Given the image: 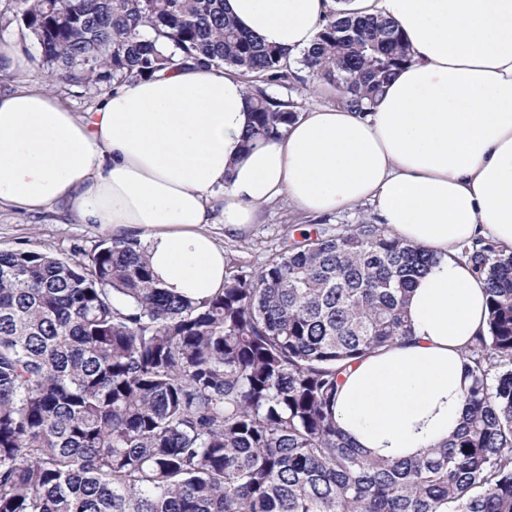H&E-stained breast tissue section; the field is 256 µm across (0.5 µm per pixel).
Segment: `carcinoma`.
Returning a JSON list of instances; mask_svg holds the SVG:
<instances>
[{
  "label": "carcinoma",
  "instance_id": "carcinoma-1",
  "mask_svg": "<svg viewBox=\"0 0 512 512\" xmlns=\"http://www.w3.org/2000/svg\"><path fill=\"white\" fill-rule=\"evenodd\" d=\"M47 77L118 86L186 65L250 79L246 145L298 116L267 87L288 51L224 0H0ZM410 61L396 25L335 11L302 63L357 112ZM489 317L463 355V427L421 458L371 460L334 407L355 360L413 336L428 253L382 224L323 228L186 299L138 239L0 252V512H512V254L462 251Z\"/></svg>",
  "mask_w": 512,
  "mask_h": 512
}]
</instances>
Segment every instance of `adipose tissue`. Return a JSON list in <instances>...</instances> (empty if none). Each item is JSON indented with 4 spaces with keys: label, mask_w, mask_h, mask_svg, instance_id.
<instances>
[{
    "label": "adipose tissue",
    "mask_w": 512,
    "mask_h": 512,
    "mask_svg": "<svg viewBox=\"0 0 512 512\" xmlns=\"http://www.w3.org/2000/svg\"><path fill=\"white\" fill-rule=\"evenodd\" d=\"M237 24L302 57L331 9L394 21L412 54L372 111L315 108L253 148L247 87L222 68L130 80L77 112L0 87V210L49 211L145 245L157 283L224 286V248L280 199L314 217L366 205L434 262L410 292L411 340L352 364L336 422L372 458L419 456L467 414L462 352L486 285L461 253L512 250V0H226Z\"/></svg>",
    "instance_id": "1"
}]
</instances>
